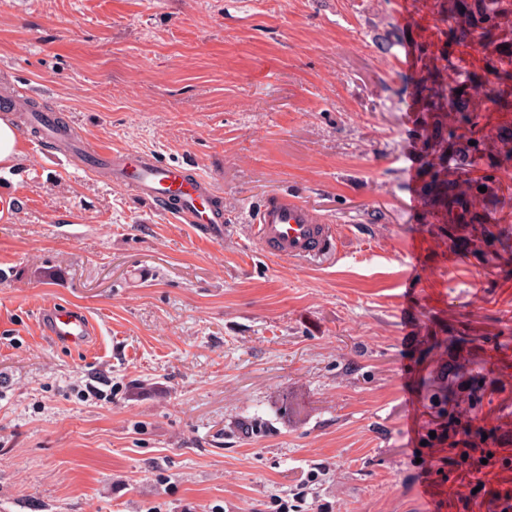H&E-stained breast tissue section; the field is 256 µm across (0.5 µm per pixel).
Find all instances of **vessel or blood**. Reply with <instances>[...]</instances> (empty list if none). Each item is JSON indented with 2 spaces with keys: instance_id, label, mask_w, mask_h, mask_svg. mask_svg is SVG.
I'll return each instance as SVG.
<instances>
[{
  "instance_id": "obj_1",
  "label": "vessel or blood",
  "mask_w": 512,
  "mask_h": 512,
  "mask_svg": "<svg viewBox=\"0 0 512 512\" xmlns=\"http://www.w3.org/2000/svg\"><path fill=\"white\" fill-rule=\"evenodd\" d=\"M47 141L62 144L65 153L81 152L105 164L114 185L131 190L143 201L164 208L183 222L224 234V205L211 181L183 165L168 163L138 150H108L71 137L54 116L43 119ZM250 233L261 254L288 263H311L338 252V235L299 198L275 192L250 219ZM45 332L64 346H91L96 335L84 311L63 302L42 308Z\"/></svg>"
}]
</instances>
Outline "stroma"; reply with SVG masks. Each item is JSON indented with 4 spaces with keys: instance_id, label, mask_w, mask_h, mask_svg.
<instances>
[{
    "instance_id": "35a3bbf8",
    "label": "stroma",
    "mask_w": 512,
    "mask_h": 512,
    "mask_svg": "<svg viewBox=\"0 0 512 512\" xmlns=\"http://www.w3.org/2000/svg\"><path fill=\"white\" fill-rule=\"evenodd\" d=\"M426 0H0V112L26 91L97 145L180 161L224 201V237L88 161L0 171V512H257L299 467L335 512H463L407 422L448 382V338L512 361V275L452 253L413 199L420 115L402 11ZM275 191L335 225L314 265L261 257ZM85 311L78 351L37 314ZM490 448L512 389L483 396Z\"/></svg>"
}]
</instances>
